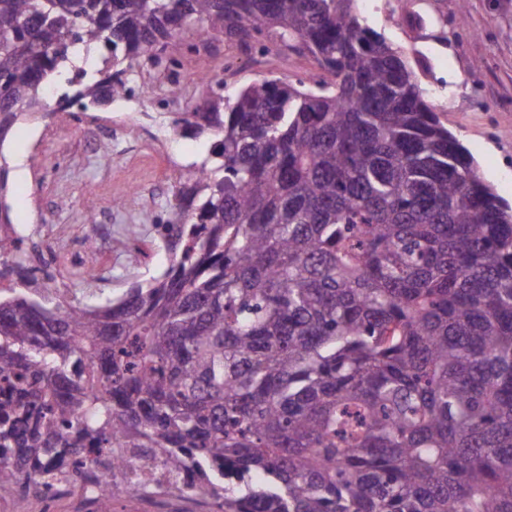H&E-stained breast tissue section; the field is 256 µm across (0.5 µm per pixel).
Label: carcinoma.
Masks as SVG:
<instances>
[{
  "instance_id": "cac0c4a2",
  "label": "carcinoma",
  "mask_w": 512,
  "mask_h": 512,
  "mask_svg": "<svg viewBox=\"0 0 512 512\" xmlns=\"http://www.w3.org/2000/svg\"><path fill=\"white\" fill-rule=\"evenodd\" d=\"M357 0H0V141L93 45L79 119L185 31L313 59L178 112L159 277L50 292L0 241V453L193 463L221 512H512V207Z\"/></svg>"
}]
</instances>
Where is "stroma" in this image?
Segmentation results:
<instances>
[{"label": "stroma", "mask_w": 512, "mask_h": 512, "mask_svg": "<svg viewBox=\"0 0 512 512\" xmlns=\"http://www.w3.org/2000/svg\"><path fill=\"white\" fill-rule=\"evenodd\" d=\"M356 9L404 50L442 124L512 204V0H358ZM213 46V55H187L178 68L138 70L127 95L82 121L23 120L0 145L10 166L11 219L44 245L70 294L104 302L166 269L155 226L173 202L168 174L212 141L170 129L172 113L192 111L212 93L198 70H221L229 93L258 78H296L314 68L305 56L263 60L233 41ZM64 196L70 205L62 209ZM89 198L97 201L91 223L83 210ZM79 267L95 268L97 280L74 277Z\"/></svg>", "instance_id": "35a3bbf8"}]
</instances>
